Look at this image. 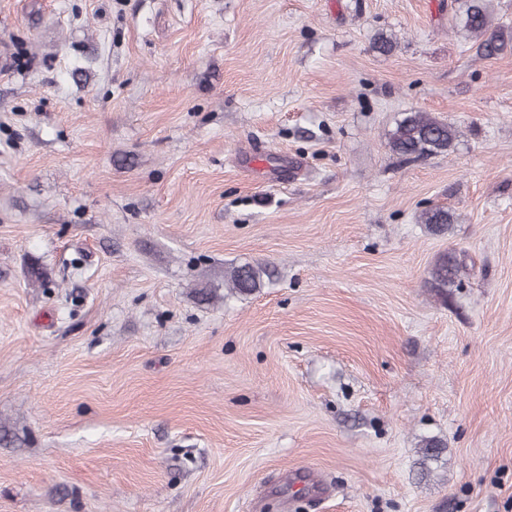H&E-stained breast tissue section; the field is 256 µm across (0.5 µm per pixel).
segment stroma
<instances>
[{
  "instance_id": "obj_1",
  "label": "stroma",
  "mask_w": 512,
  "mask_h": 512,
  "mask_svg": "<svg viewBox=\"0 0 512 512\" xmlns=\"http://www.w3.org/2000/svg\"><path fill=\"white\" fill-rule=\"evenodd\" d=\"M451 2L0 0V512H512V51ZM457 139L456 128L427 112H405L390 132V150L405 161L448 154ZM461 267L456 255L452 253L440 256L431 269L432 288H440L447 294V288L460 287ZM263 272L252 265L244 264L232 268L229 278L231 292L240 295L251 294L261 286Z\"/></svg>"
}]
</instances>
